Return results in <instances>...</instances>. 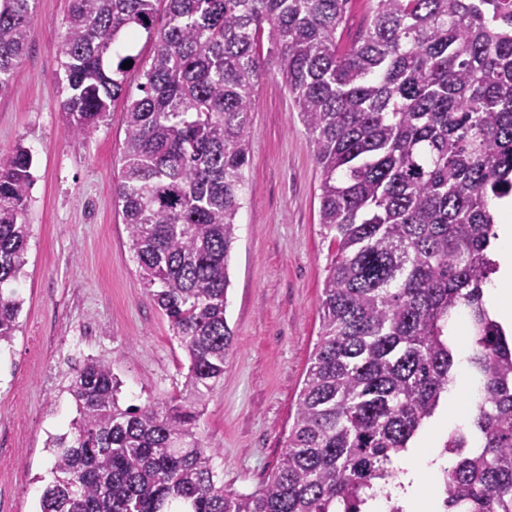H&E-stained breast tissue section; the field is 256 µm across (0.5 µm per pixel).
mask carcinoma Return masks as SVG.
<instances>
[{
	"label": "carcinoma",
	"instance_id": "cac0c4a2",
	"mask_svg": "<svg viewBox=\"0 0 512 512\" xmlns=\"http://www.w3.org/2000/svg\"><path fill=\"white\" fill-rule=\"evenodd\" d=\"M69 0L57 55L66 128L90 137L123 96L115 175L136 272L189 360L175 404H119L112 365L88 357L76 416L47 441L39 512H361L448 391V324L471 322L475 413L448 431L444 512H512V341L483 303L495 202L512 194V0H370L350 44V0ZM35 0H0V94L27 48ZM153 44L139 97L135 56ZM267 39L270 62L261 59ZM281 76L321 169L331 253L322 325L277 467L224 488L198 406L224 376L225 317L250 112L266 65ZM33 158L0 157V344L21 302ZM370 15L371 9L368 1L352 0L346 14V21L342 26L341 42L343 44L352 42L358 32L365 27Z\"/></svg>",
	"mask_w": 512,
	"mask_h": 512
}]
</instances>
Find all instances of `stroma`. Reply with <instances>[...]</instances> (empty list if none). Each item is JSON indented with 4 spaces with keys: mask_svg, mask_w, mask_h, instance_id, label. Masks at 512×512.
Listing matches in <instances>:
<instances>
[{
    "mask_svg": "<svg viewBox=\"0 0 512 512\" xmlns=\"http://www.w3.org/2000/svg\"><path fill=\"white\" fill-rule=\"evenodd\" d=\"M68 0H36L28 46L0 95V151L33 155L32 224L12 345L0 348V512H37L51 480L49 435L76 415V364L104 358L122 406L177 398L187 357L136 273L113 195L124 100L90 138L68 135L56 46ZM245 204L229 256L224 377L199 406L196 435L216 449L226 488L252 491L277 464L321 328L328 240L321 172L279 75L266 69L251 114Z\"/></svg>",
    "mask_w": 512,
    "mask_h": 512,
    "instance_id": "35a3bbf8",
    "label": "stroma"
}]
</instances>
